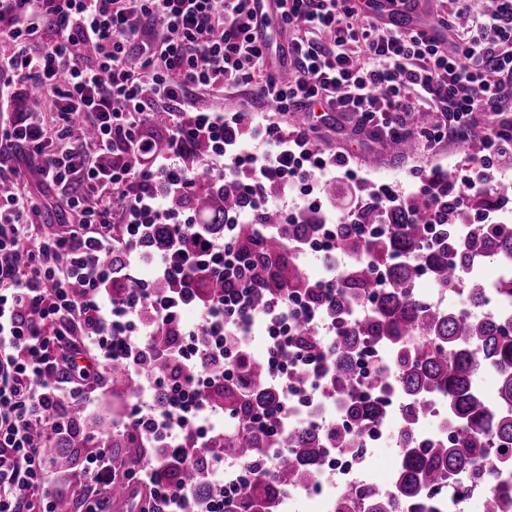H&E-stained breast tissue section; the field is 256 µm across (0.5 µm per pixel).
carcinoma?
I'll return each instance as SVG.
<instances>
[{
	"label": "carcinoma",
	"mask_w": 512,
	"mask_h": 512,
	"mask_svg": "<svg viewBox=\"0 0 512 512\" xmlns=\"http://www.w3.org/2000/svg\"><path fill=\"white\" fill-rule=\"evenodd\" d=\"M457 179L452 173L434 176V189L443 208L433 220L428 199L411 194L381 221L376 195L368 187L367 197L351 224H336V249L349 259L336 273V297L327 313L338 326L334 341L327 344L312 329H304L300 347L317 352L324 362L318 373L298 371L297 382L320 391L322 402L336 406L338 417L328 427L301 425L281 434L253 425L255 412L268 408L278 393L268 384L267 362L255 359L246 368L247 385L224 383L212 401L234 416L224 435L207 443L201 453H221L246 459L254 476L246 490L236 496L216 484H203L198 474L185 471L180 477L202 488L204 500L224 496V512H277L289 492L308 487L323 473L330 448L357 451L361 437L384 417L392 393L400 400L396 441L401 464L393 488L365 485L343 493L342 504L354 500L368 506L367 512H397L399 502H416L438 492L448 480L467 473L486 488L484 512H504L501 472L512 469V313L493 317H471L468 311L495 293L512 296V280L496 288L482 278L467 276L477 262L496 257L512 267V222L472 224L461 235L456 227L467 215L451 202ZM240 198L232 184L224 191L194 196L192 206L203 223L222 226L226 212L239 208ZM388 225L379 238L361 234L364 224ZM319 225L286 222L271 211L266 222L236 225L238 245L249 253L250 265L272 270L254 285L256 309L266 297L301 295L322 300L318 282L310 278L289 253L294 242L309 241ZM384 269L386 287L375 286L376 268ZM432 275L437 288L460 295L458 308L439 311L417 298L412 285L422 271ZM387 350L390 361L374 377L361 379L353 364L362 345ZM499 375L497 403L488 405L476 387L478 373ZM368 385L380 396L369 401L357 396V388ZM440 419L447 434L441 440L421 445L415 435L418 423ZM111 448H127L123 463L135 467L146 443L135 444L122 429H114L105 440ZM284 449L274 468L269 455Z\"/></svg>",
	"instance_id": "cac0c4a2"
}]
</instances>
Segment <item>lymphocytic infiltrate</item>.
Wrapping results in <instances>:
<instances>
[{"mask_svg":"<svg viewBox=\"0 0 512 512\" xmlns=\"http://www.w3.org/2000/svg\"><path fill=\"white\" fill-rule=\"evenodd\" d=\"M275 14L292 34L288 80L257 0H0V148L36 159L38 187L74 218L43 232L23 175L0 166V183L14 186L0 192V512H55L57 499L75 496L66 478H46L49 443L81 438L116 363L134 382L120 425L148 438L150 451L128 471L107 445L91 451L82 483L102 497L88 512H107L117 483L132 499L148 487L143 512H197L191 485L175 474L224 432L211 395L244 380L250 351L237 328L284 317L288 299L254 313L252 290L236 276L248 256L182 202L231 181L248 204L226 223L257 222L281 208L267 184L285 196L336 175L318 157L303 166L276 127L260 126L258 105L338 112L373 138L424 146L465 137L476 113H490L489 156L512 170V0L480 10L447 51L429 26L381 31L355 0H276ZM227 87L252 90L233 121L193 109L194 93ZM430 108L442 123L412 122ZM158 110L168 120L162 150L144 133ZM260 130L267 142L256 153L250 139ZM116 223L125 227L117 243ZM159 231L164 248H150ZM218 280L224 291L204 293Z\"/></svg>","mask_w":512,"mask_h":512,"instance_id":"1","label":"lymphocytic infiltrate"}]
</instances>
